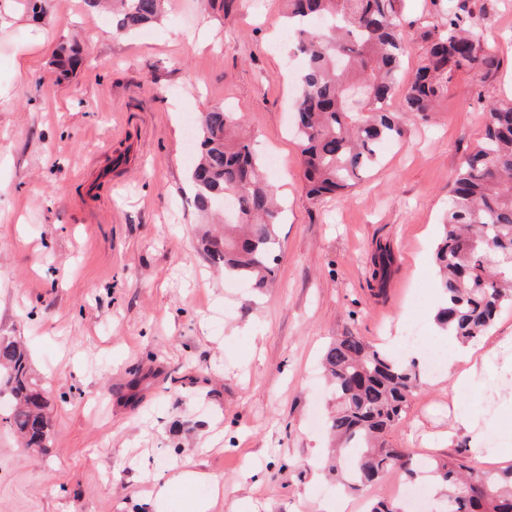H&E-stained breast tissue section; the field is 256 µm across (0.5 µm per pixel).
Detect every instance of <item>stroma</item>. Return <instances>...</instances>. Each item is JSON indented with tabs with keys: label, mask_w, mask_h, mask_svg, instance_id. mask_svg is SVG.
<instances>
[{
	"label": "stroma",
	"mask_w": 512,
	"mask_h": 512,
	"mask_svg": "<svg viewBox=\"0 0 512 512\" xmlns=\"http://www.w3.org/2000/svg\"><path fill=\"white\" fill-rule=\"evenodd\" d=\"M481 29L499 69L475 89L456 74L432 119L405 115L369 177L348 193L308 198L291 104L303 59L284 0H168L160 21L115 33L84 0H15L0 29V335L25 344L49 405L44 449L0 424V512H185L224 487L215 512H369L399 500L396 476L345 494L324 467L329 410L319 362L345 332L398 351L417 325L426 345L440 293L433 252L448 189L484 134L486 102L512 98V0H484ZM457 0H399L408 47L423 59L422 22ZM80 40L69 76L54 59ZM23 66L27 80L11 78ZM237 112L268 181L286 203L277 277L264 293L226 278L202 252L204 218L188 178L196 113ZM394 258L372 288L378 248ZM495 376L448 403L447 372L430 373L388 439L419 457L445 445L452 413L484 414ZM206 482L172 486L179 472ZM170 486L165 498L153 487Z\"/></svg>",
	"instance_id": "stroma-1"
}]
</instances>
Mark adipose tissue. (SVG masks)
I'll use <instances>...</instances> for the list:
<instances>
[{
	"label": "adipose tissue",
	"instance_id": "adipose-tissue-1",
	"mask_svg": "<svg viewBox=\"0 0 512 512\" xmlns=\"http://www.w3.org/2000/svg\"><path fill=\"white\" fill-rule=\"evenodd\" d=\"M496 346H473L456 344L448 357L449 394H456L462 387H476L487 372H494L502 387L495 399L488 401L487 415H496L504 406H512V361L495 364ZM449 435L466 434L468 447L479 469L502 471L507 458L512 457V450L501 448L491 450L487 446L489 429L478 425L469 415L455 417L448 429Z\"/></svg>",
	"mask_w": 512,
	"mask_h": 512
}]
</instances>
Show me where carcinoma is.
Instances as JSON below:
<instances>
[{
	"label": "carcinoma",
	"mask_w": 512,
	"mask_h": 512,
	"mask_svg": "<svg viewBox=\"0 0 512 512\" xmlns=\"http://www.w3.org/2000/svg\"><path fill=\"white\" fill-rule=\"evenodd\" d=\"M118 12L116 30L131 33L158 21L166 0H85ZM299 31L304 59L295 100V129L308 195L312 199L355 187L381 154L382 145L404 131L388 103L400 85L403 37L398 0H285ZM485 6L460 0L439 24L425 26L422 64L404 94L405 112L427 122L458 72L475 86L500 66L493 46L477 28ZM75 43L59 56L63 70L78 65ZM484 137L462 162L449 190L444 231L435 252L443 305L438 327L466 343L485 335L501 308L512 303V102L495 101L483 112ZM198 156L191 181L198 207L207 211L227 193H238L224 233L202 239L211 263L224 276L257 291L275 279L277 192L235 113L212 108L196 121ZM336 411L327 429L330 475L353 494L370 491L397 473L413 484L441 487L445 512H512V466L508 482L456 460L419 464L409 448H394L386 435L402 419L426 369L415 358L396 357L361 336L332 341L322 357ZM13 403L3 420L28 448H43L47 402L32 377L27 351L0 336V388Z\"/></svg>",
	"instance_id": "obj_1"
}]
</instances>
